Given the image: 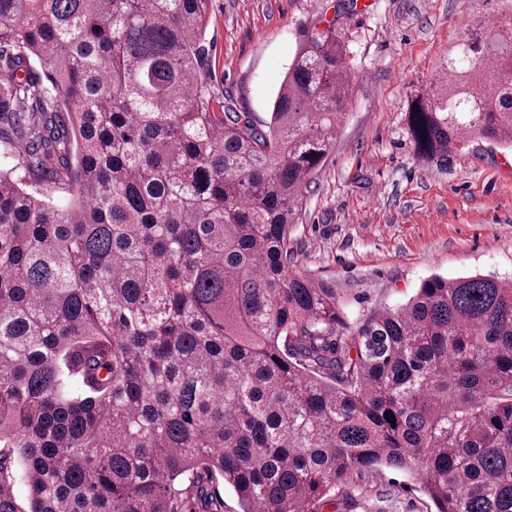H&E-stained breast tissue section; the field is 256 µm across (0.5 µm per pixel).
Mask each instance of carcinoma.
Segmentation results:
<instances>
[{"mask_svg":"<svg viewBox=\"0 0 512 512\" xmlns=\"http://www.w3.org/2000/svg\"><path fill=\"white\" fill-rule=\"evenodd\" d=\"M209 10L0 0V512H215L219 478L242 512H323L382 464L435 512H512V279L433 275L350 326L290 268L341 28L303 31L259 124L208 91ZM407 129L428 160L512 149V14Z\"/></svg>","mask_w":512,"mask_h":512,"instance_id":"1","label":"carcinoma"}]
</instances>
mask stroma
Masks as SVG:
<instances>
[{"label":"stroma","instance_id":"obj_1","mask_svg":"<svg viewBox=\"0 0 512 512\" xmlns=\"http://www.w3.org/2000/svg\"><path fill=\"white\" fill-rule=\"evenodd\" d=\"M512 0H212L210 90L270 119L301 30L337 21L355 74L336 145L305 191L291 266L335 288L347 322L404 305L423 280L512 278V150L478 139L447 163L420 158L407 112L472 23ZM323 512H433L413 474H352Z\"/></svg>","mask_w":512,"mask_h":512}]
</instances>
